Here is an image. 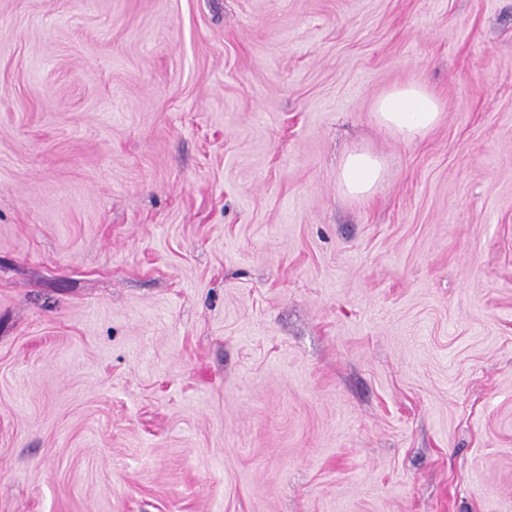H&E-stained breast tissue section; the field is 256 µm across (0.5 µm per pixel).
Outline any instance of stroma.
<instances>
[{"instance_id":"1","label":"stroma","mask_w":512,"mask_h":512,"mask_svg":"<svg viewBox=\"0 0 512 512\" xmlns=\"http://www.w3.org/2000/svg\"><path fill=\"white\" fill-rule=\"evenodd\" d=\"M0 512H512V0H0ZM378 123L403 140L425 137L441 117L437 99L419 85L396 87L376 101ZM387 171L386 161L363 148H353L338 169V185L348 197L366 200L376 191Z\"/></svg>"}]
</instances>
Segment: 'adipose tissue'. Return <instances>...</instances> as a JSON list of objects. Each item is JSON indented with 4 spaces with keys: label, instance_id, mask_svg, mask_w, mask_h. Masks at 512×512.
<instances>
[{
    "label": "adipose tissue",
    "instance_id": "ef3b65f1",
    "mask_svg": "<svg viewBox=\"0 0 512 512\" xmlns=\"http://www.w3.org/2000/svg\"><path fill=\"white\" fill-rule=\"evenodd\" d=\"M376 117L380 125L405 140L425 137L438 123L441 112L437 99L418 85L396 87L378 97ZM386 161L372 152L353 148L338 169V185L348 197L370 198L384 179Z\"/></svg>",
    "mask_w": 512,
    "mask_h": 512
}]
</instances>
